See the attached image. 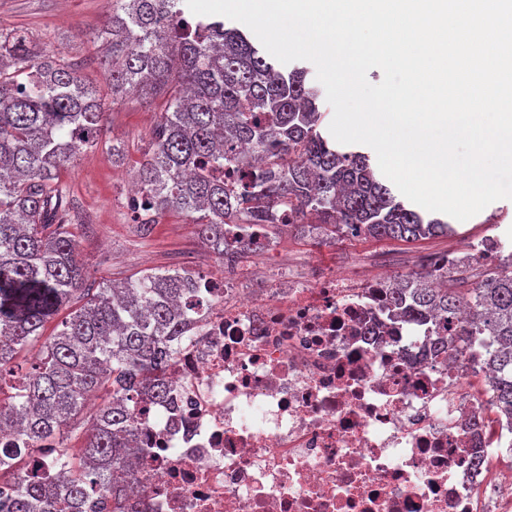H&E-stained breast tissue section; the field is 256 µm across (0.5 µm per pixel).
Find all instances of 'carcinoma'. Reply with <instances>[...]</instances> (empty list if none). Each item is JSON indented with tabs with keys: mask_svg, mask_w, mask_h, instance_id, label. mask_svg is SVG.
<instances>
[{
	"mask_svg": "<svg viewBox=\"0 0 512 512\" xmlns=\"http://www.w3.org/2000/svg\"><path fill=\"white\" fill-rule=\"evenodd\" d=\"M89 42L111 103L136 92L146 104L167 98L149 150L135 170L131 202L142 233L177 212L218 263L226 224H261L267 239L316 217L328 239L419 241L448 233L391 192L360 151H340L319 129L318 90L308 71L278 68L238 28L189 14L185 0H115ZM106 97L73 65L22 30L0 33V381L23 368L17 354L40 344V358L0 401V512H148L120 488L142 451L134 406L166 394L163 373L185 334L184 295L206 287L187 271L144 272L96 282L78 259L71 190L62 174L96 146ZM236 163L238 193L224 189ZM446 270L414 273L386 289L402 315L452 325L457 346L486 342L472 370H489L488 409L512 418V253L488 266L475 287L434 288ZM473 321L454 323L460 308ZM55 323L50 335L46 325ZM108 392L79 447L71 424L88 397ZM51 457L54 467L38 463Z\"/></svg>",
	"mask_w": 512,
	"mask_h": 512,
	"instance_id": "1",
	"label": "carcinoma"
}]
</instances>
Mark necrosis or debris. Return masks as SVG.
I'll list each match as a JSON object with an SVG mask.
<instances>
[{
  "label": "necrosis or debris",
  "mask_w": 512,
  "mask_h": 512,
  "mask_svg": "<svg viewBox=\"0 0 512 512\" xmlns=\"http://www.w3.org/2000/svg\"><path fill=\"white\" fill-rule=\"evenodd\" d=\"M224 265L135 409L144 460L125 489L149 512H512V470L466 390L475 348L429 353L434 320L381 312L387 274L313 263L256 288Z\"/></svg>",
  "instance_id": "obj_1"
}]
</instances>
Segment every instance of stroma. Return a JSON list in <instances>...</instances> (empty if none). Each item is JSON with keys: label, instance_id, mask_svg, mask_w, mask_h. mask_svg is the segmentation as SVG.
<instances>
[{"label": "stroma", "instance_id": "obj_1", "mask_svg": "<svg viewBox=\"0 0 512 512\" xmlns=\"http://www.w3.org/2000/svg\"><path fill=\"white\" fill-rule=\"evenodd\" d=\"M112 14V0H0V29L22 27L34 41L62 53L76 63L82 76L103 84L97 56L82 36L98 30ZM166 106L165 98L142 104L130 96L111 107L107 131L97 146L80 157L63 175L69 185L77 223L79 258L95 277L112 278L142 273L148 269L177 268L214 273L219 265L178 214H165L148 235H141L131 219L129 186L133 169L148 150L151 133ZM124 150L123 160H114L113 146ZM448 236L417 242L339 237L322 240L317 233H298L283 228L274 238L271 251L255 252L244 261L255 270L284 265L296 269L321 261L350 272H374L377 255L389 260L392 274L404 276L417 271L423 254L455 250L467 258L468 241L498 237L505 250H512V200H498L480 213L454 224Z\"/></svg>", "mask_w": 512, "mask_h": 512}]
</instances>
